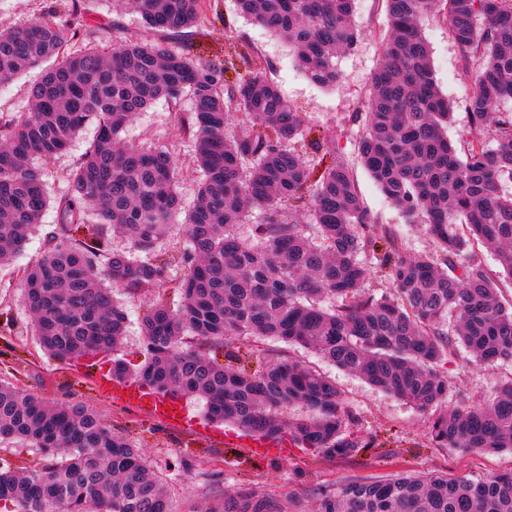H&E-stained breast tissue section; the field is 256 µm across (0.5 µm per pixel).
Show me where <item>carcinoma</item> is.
<instances>
[{"mask_svg": "<svg viewBox=\"0 0 512 512\" xmlns=\"http://www.w3.org/2000/svg\"><path fill=\"white\" fill-rule=\"evenodd\" d=\"M90 0H67L23 27L0 30V84L53 58L56 65L30 90L23 117L0 118V263L19 253L31 228L53 205L57 223L46 250L23 271L21 299L33 329L54 359L112 353V376L126 313L112 288L141 296L170 280L172 260L160 244L175 221L185 241L172 281L177 307L157 300L143 312L146 361L137 382L171 395L206 400L209 419L303 448L350 456L368 447L351 430L354 416L335 382L298 362L266 360L249 372L233 365L224 337L276 338L311 349L338 368L428 411L448 397L437 365L461 346L483 364H512V299L478 257H497L512 280V0H384L390 29L366 110L350 116L360 128L358 152L385 196L426 225L441 250L408 255L398 239L379 235L368 218L354 173L324 146L328 128L308 145L312 165L296 149L300 113L266 74L262 57L229 84L222 60H193L157 43L73 49L92 29ZM212 0H114L116 13L137 9L167 36L197 27ZM354 0H237L239 10L292 46L306 76L329 87L340 79L336 57L359 31ZM440 9L472 71L471 124L460 146L445 134L452 106L433 78L420 21ZM484 28L477 31V18ZM187 94L190 112H176L193 138L202 183L183 210L179 171L163 146L122 141L135 116L159 99ZM250 129L227 135L233 112ZM93 123L96 136L52 200L42 170ZM308 208L310 223L293 214ZM253 241L233 231L253 210ZM120 235L126 250L112 249ZM382 251L393 293L363 294L368 251ZM327 299L340 305L323 307ZM309 416L285 417L290 406ZM440 448L512 449V380L487 404L438 414L429 426ZM37 449L38 469H0V501L18 512H174L143 454L80 402L49 403L0 384V441ZM210 512H297L287 499L251 489L224 496ZM305 512H512V472L492 479L446 473H402L388 481H355L317 494Z\"/></svg>", "mask_w": 512, "mask_h": 512, "instance_id": "obj_1", "label": "carcinoma"}]
</instances>
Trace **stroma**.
I'll use <instances>...</instances> for the list:
<instances>
[{
  "mask_svg": "<svg viewBox=\"0 0 512 512\" xmlns=\"http://www.w3.org/2000/svg\"><path fill=\"white\" fill-rule=\"evenodd\" d=\"M216 2L217 9L209 11L204 24L187 36L173 39V46L188 48L191 54L209 59L261 55L267 63L268 77L300 112L305 127L316 132L329 126L342 129L333 149L351 166L374 227L390 232L408 254H435V245L424 226L410 222L394 207L364 168L358 153V129L348 121L365 105L372 76L381 61L380 43L390 26L382 0H355L353 17L361 36L351 50L338 57L340 80L333 87L310 82L288 43L240 13L236 0ZM87 20L94 29V41L101 44L158 38L137 11L113 14L110 0H92ZM422 28L435 80L453 107L448 138L455 142L470 126L469 100L474 83L444 14L435 12L425 17ZM43 73V68L38 67L0 85V116L17 117L28 112L30 88ZM191 109L192 101L187 97L175 105L158 100L139 112L122 135L128 144L142 148L162 145L170 151L181 173L179 192L187 204L193 202L202 175L196 165L194 141L178 128L173 113ZM95 135V125H88L64 153L42 164L50 197L64 193L67 172L81 160ZM56 221L55 208H47L24 249L11 265L0 268V381L50 401L81 402L97 411L114 433L141 449L165 484L175 512H207L225 493L248 488L289 496L300 507L310 504L318 489L337 488L354 481L385 480L402 472H445L452 477L487 479L512 470V452L508 450L434 447L428 441L433 412L420 411L313 351L277 339L257 342L245 336L233 337L227 348L251 353L258 361L268 356L287 357L335 380L345 406L358 420L357 433L375 438L374 447L351 457H328L297 446H273L252 453L243 448L244 434L236 428L220 425L216 428L217 439L203 436L209 423L202 400L185 402L189 416L199 427L198 432L190 433L154 418L148 411L101 396L92 378L101 369L111 368V359L85 358L70 364L53 359L43 350L30 314L20 300L21 271L41 259L46 249L45 235ZM115 298L127 315L120 356L128 370L134 372L144 361L141 320L147 300L121 291L116 292ZM439 369L448 378L446 405L451 409L487 403L512 378L511 365L477 363L461 348Z\"/></svg>",
  "mask_w": 512,
  "mask_h": 512,
  "instance_id": "obj_1",
  "label": "stroma"
}]
</instances>
